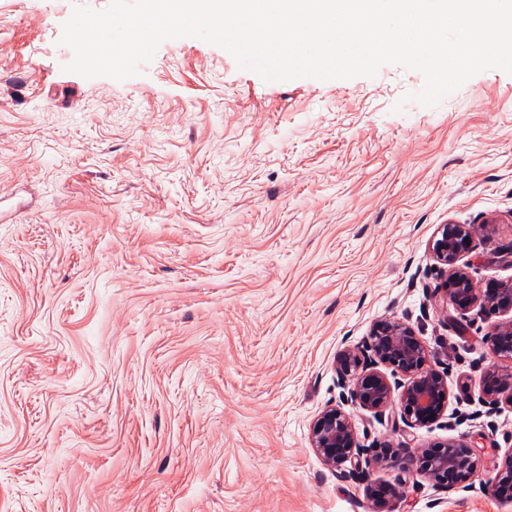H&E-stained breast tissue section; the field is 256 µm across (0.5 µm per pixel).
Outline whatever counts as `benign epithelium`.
Masks as SVG:
<instances>
[{
	"label": "benign epithelium",
	"mask_w": 512,
	"mask_h": 512,
	"mask_svg": "<svg viewBox=\"0 0 512 512\" xmlns=\"http://www.w3.org/2000/svg\"><path fill=\"white\" fill-rule=\"evenodd\" d=\"M473 232L467 224H444L432 242L434 260L444 266L447 279L437 291L445 303L459 311L474 307L506 315L508 319L494 327L490 352L512 361V285L474 284L460 260L472 249ZM432 353L411 327L385 318L378 321L363 341L343 349L336 359V384L344 401L381 418L390 408L400 409L408 428L428 424L442 416L448 406L447 378L431 365ZM391 369V373L384 369ZM400 381L391 383L390 377ZM483 393L498 403L507 394L512 405V367L487 373ZM311 447L331 467L349 464L346 477L364 480L372 467L396 468L420 475L448 491L468 480L475 472L470 449L463 445L438 444L412 448L407 443L387 447L379 455H369L357 437L351 416L340 406L325 407L314 419L310 433ZM504 465L506 476L493 483L496 495L512 499V452ZM397 494L390 483H379L371 490L378 512H384Z\"/></svg>",
	"instance_id": "1"
}]
</instances>
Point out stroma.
<instances>
[{
  "label": "stroma",
  "mask_w": 512,
  "mask_h": 512,
  "mask_svg": "<svg viewBox=\"0 0 512 512\" xmlns=\"http://www.w3.org/2000/svg\"><path fill=\"white\" fill-rule=\"evenodd\" d=\"M0 0V512H373L310 445L334 364L384 318L432 352L434 423L352 412L366 448H471L450 492L397 469L391 512H512L487 483L512 406L482 393L500 314L447 309L430 244L468 224L512 284V74L433 107L425 79L288 85L194 37L139 75L67 72L75 5Z\"/></svg>",
  "instance_id": "35a3bbf8"
}]
</instances>
